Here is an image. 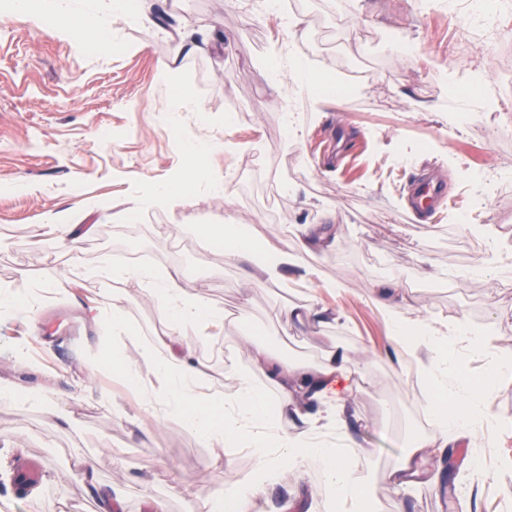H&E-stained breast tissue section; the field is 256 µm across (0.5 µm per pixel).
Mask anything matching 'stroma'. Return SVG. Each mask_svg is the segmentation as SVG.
<instances>
[{
    "label": "stroma",
    "instance_id": "35a3bbf8",
    "mask_svg": "<svg viewBox=\"0 0 512 512\" xmlns=\"http://www.w3.org/2000/svg\"><path fill=\"white\" fill-rule=\"evenodd\" d=\"M292 18L302 22L293 39ZM182 32L204 49L178 63L193 98L174 112L157 62ZM112 36L122 52L0 17V294L12 300L0 312V383L19 397L0 402V512H98L99 487L120 495L119 512H188L258 469L249 448L205 447L120 367L167 333L147 283L126 274L142 261L224 312L207 339L185 337L209 368L208 398L234 402L248 336L309 367L323 337L355 351L346 427L288 426L347 457L365 486L347 512H512V373L493 372L459 336L443 350L469 370L449 374L448 391L491 382L486 423L425 455L415 481L388 484L416 438L438 430L435 383L394 346L372 301L394 289L422 321L463 320L512 348V0L485 11L472 0H282L277 14L254 0H151L146 18L117 20ZM298 58L357 94L315 103L294 77ZM198 141L219 144L207 164L226 196L198 186L176 208L131 212ZM424 165L448 179V205L428 224L411 220L405 192ZM54 214L78 251L49 235ZM224 224L284 250L306 224L336 241L282 281L259 282L208 246L209 228ZM114 299L130 334L113 341ZM305 305L322 320L289 323L284 309ZM26 457L46 465L28 495L15 484ZM290 500L336 512L314 466L301 482L282 475L253 512H285Z\"/></svg>",
    "mask_w": 512,
    "mask_h": 512
}]
</instances>
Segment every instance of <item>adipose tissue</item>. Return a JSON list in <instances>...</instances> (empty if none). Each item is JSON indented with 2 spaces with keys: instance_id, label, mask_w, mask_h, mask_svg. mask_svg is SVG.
<instances>
[{
  "instance_id": "obj_1",
  "label": "adipose tissue",
  "mask_w": 512,
  "mask_h": 512,
  "mask_svg": "<svg viewBox=\"0 0 512 512\" xmlns=\"http://www.w3.org/2000/svg\"><path fill=\"white\" fill-rule=\"evenodd\" d=\"M127 15L126 0H96L89 15L59 16L56 31L65 37L89 32L98 43L108 46L112 43V21ZM224 242L226 256L236 262H247L252 278L277 280L285 268L301 265L304 255L310 254L313 248L328 244L329 233L310 227L295 249L288 252L259 243L251 236L247 225L228 224L224 227ZM152 298L167 319L169 332L159 346L140 352V359L149 364L150 369L145 374L132 372L131 379L143 387L155 403L167 408L171 417L184 421L208 447L221 448L248 441L263 469L255 477L234 483L230 491L234 512H251L253 500L264 485L278 481L287 469L303 473L312 462L318 463L337 498L359 494V487L352 482L339 456L327 448L297 445L289 437L286 425L291 416L312 428L346 425L344 402L352 390L355 365L349 349L329 344L317 367L302 368L275 357L265 345L247 343L246 354L251 366L263 370L280 391L279 412L270 413L264 395L244 375L240 378L241 391L229 419L218 421L198 408L200 387L208 376V368L194 360L183 338L188 328L194 327L203 333L210 325L222 322L223 312L186 294L174 275L167 277L165 287L155 290ZM375 303L393 324L397 343L406 344L420 370L447 374V361L438 357L431 344L449 332L463 335L479 349L491 351L494 360L500 363L512 362L511 350L491 349L488 339L472 332L465 323L438 326L407 318L399 303L384 293L379 294ZM489 390V385L483 384L477 386L474 395L455 400L448 408L451 417L448 429L440 430L431 440L418 441L415 451L426 447L442 450L448 445L449 431L476 428L486 416Z\"/></svg>"
}]
</instances>
